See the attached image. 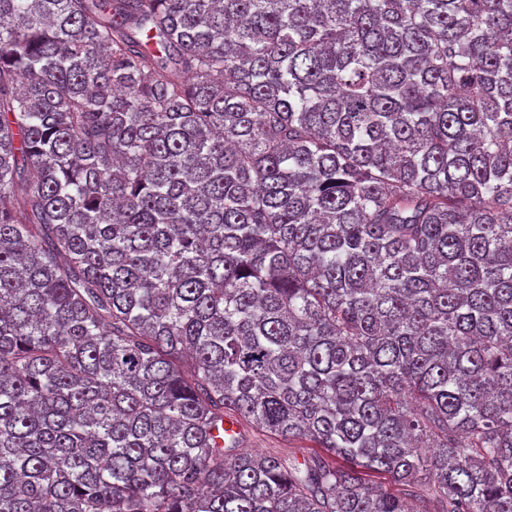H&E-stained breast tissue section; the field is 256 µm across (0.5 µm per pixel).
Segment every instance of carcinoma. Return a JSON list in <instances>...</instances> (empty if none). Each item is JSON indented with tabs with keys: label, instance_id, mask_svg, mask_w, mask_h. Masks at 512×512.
<instances>
[{
	"label": "carcinoma",
	"instance_id": "carcinoma-1",
	"mask_svg": "<svg viewBox=\"0 0 512 512\" xmlns=\"http://www.w3.org/2000/svg\"><path fill=\"white\" fill-rule=\"evenodd\" d=\"M0 512H512V0H0ZM245 427L248 430L247 437L239 448V452L276 453L285 457H297L301 461L303 456L318 451V448H310L312 444L309 441L298 440L288 442V439L256 431L249 428L248 425H245Z\"/></svg>",
	"mask_w": 512,
	"mask_h": 512
}]
</instances>
